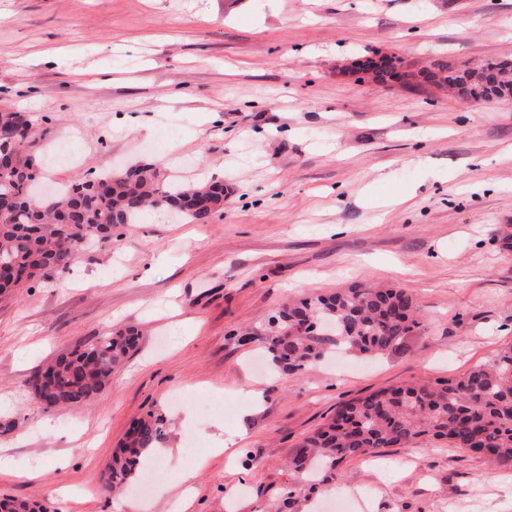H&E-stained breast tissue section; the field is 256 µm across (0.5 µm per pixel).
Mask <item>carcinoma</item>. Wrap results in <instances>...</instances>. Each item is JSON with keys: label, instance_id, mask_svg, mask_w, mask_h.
<instances>
[{"label": "carcinoma", "instance_id": "cac0c4a2", "mask_svg": "<svg viewBox=\"0 0 512 512\" xmlns=\"http://www.w3.org/2000/svg\"><path fill=\"white\" fill-rule=\"evenodd\" d=\"M494 69L501 83L488 87L474 75ZM361 71L378 83L400 79L410 88L453 87L461 99H512V60L454 66L437 58L424 69L406 70L396 56L367 58ZM0 266L14 274L0 282V298L48 272L70 271L85 246L112 238L114 230L136 223L148 207H165L193 224L210 223L223 209L224 183L191 187L160 178L153 164L104 172L57 188L49 199L32 192L43 176V161L32 151L29 118L0 111ZM265 340L271 365L301 375L333 348L363 357L404 347L421 326L412 297L401 288L352 284L280 306L268 317ZM139 331L129 328L58 354L31 380L34 398L47 409L86 404L112 381V373L133 351ZM164 420L152 414L134 422L107 466L106 485L117 489L135 480L137 468L164 439ZM444 440L451 448L479 454L498 467L512 468V344L489 361L434 383L386 387L341 402L328 421L295 448L291 465L296 486L284 505L295 509L296 490L336 482L339 466L377 448Z\"/></svg>", "mask_w": 512, "mask_h": 512}]
</instances>
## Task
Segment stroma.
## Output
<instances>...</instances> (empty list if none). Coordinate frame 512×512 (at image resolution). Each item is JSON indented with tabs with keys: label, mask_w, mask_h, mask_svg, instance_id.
<instances>
[{
	"label": "stroma",
	"mask_w": 512,
	"mask_h": 512,
	"mask_svg": "<svg viewBox=\"0 0 512 512\" xmlns=\"http://www.w3.org/2000/svg\"><path fill=\"white\" fill-rule=\"evenodd\" d=\"M374 55L512 59V0H0V109L79 150L48 164L50 186L153 163L228 189L212 223L146 211L65 275L0 300V454L30 472L0 473V497L179 512L176 472L200 458L190 512H278L293 447L337 403L460 375L512 342V100L345 74ZM353 282L412 295L421 326L404 347L289 375L237 336L285 300ZM129 326L138 346L92 403L34 399L44 363ZM150 412L180 456L156 457L166 475L151 491L147 465L105 491L118 443ZM374 456L391 470L350 459L301 512H335L337 491L360 488L367 512H512V469L440 443Z\"/></svg>",
	"instance_id": "obj_1"
}]
</instances>
